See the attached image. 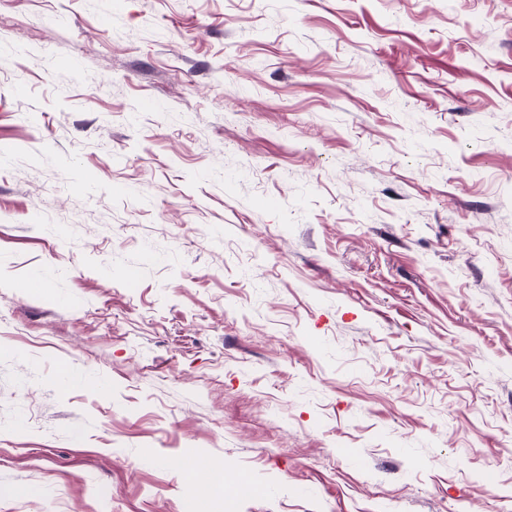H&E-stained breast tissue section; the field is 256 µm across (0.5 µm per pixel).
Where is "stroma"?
<instances>
[{
	"label": "stroma",
	"mask_w": 512,
	"mask_h": 512,
	"mask_svg": "<svg viewBox=\"0 0 512 512\" xmlns=\"http://www.w3.org/2000/svg\"><path fill=\"white\" fill-rule=\"evenodd\" d=\"M200 460L512 512V0H0V512Z\"/></svg>",
	"instance_id": "obj_1"
}]
</instances>
